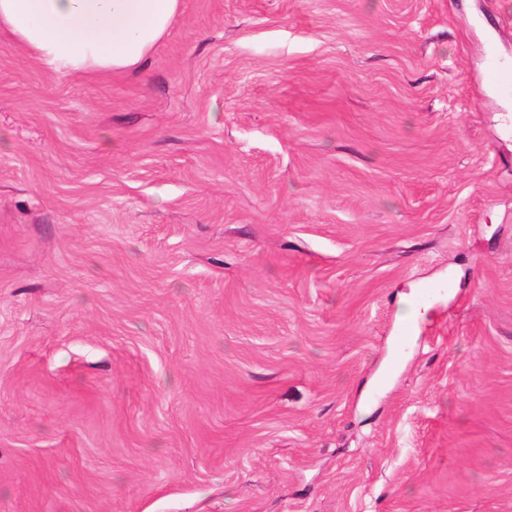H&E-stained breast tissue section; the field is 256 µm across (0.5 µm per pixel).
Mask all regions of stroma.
Here are the masks:
<instances>
[{"label": "stroma", "mask_w": 512, "mask_h": 512, "mask_svg": "<svg viewBox=\"0 0 512 512\" xmlns=\"http://www.w3.org/2000/svg\"><path fill=\"white\" fill-rule=\"evenodd\" d=\"M491 59L512 0H181L109 78L0 32V512H512Z\"/></svg>", "instance_id": "stroma-1"}]
</instances>
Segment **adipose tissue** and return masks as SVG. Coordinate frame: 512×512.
I'll list each match as a JSON object with an SVG mask.
<instances>
[{
  "instance_id": "1",
  "label": "adipose tissue",
  "mask_w": 512,
  "mask_h": 512,
  "mask_svg": "<svg viewBox=\"0 0 512 512\" xmlns=\"http://www.w3.org/2000/svg\"><path fill=\"white\" fill-rule=\"evenodd\" d=\"M180 0H0V30L59 75H120L170 30Z\"/></svg>"
}]
</instances>
